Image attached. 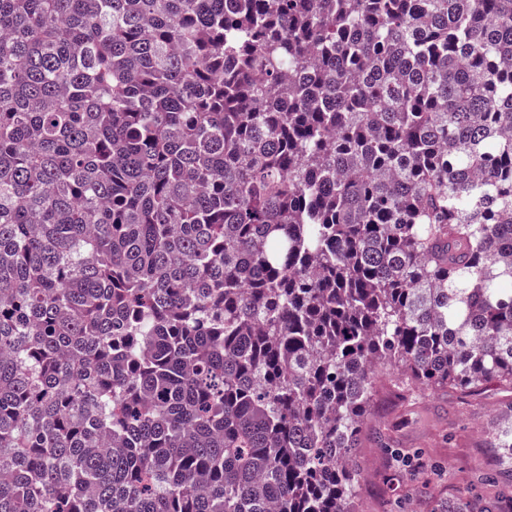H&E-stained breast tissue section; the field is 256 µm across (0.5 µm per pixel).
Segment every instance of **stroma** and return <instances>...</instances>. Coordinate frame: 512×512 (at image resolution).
Here are the masks:
<instances>
[{
	"mask_svg": "<svg viewBox=\"0 0 512 512\" xmlns=\"http://www.w3.org/2000/svg\"><path fill=\"white\" fill-rule=\"evenodd\" d=\"M512 393L491 384L461 399L453 390L417 385L394 397L385 374L374 380L372 409L355 454L361 512H431L438 499L467 501L475 512H495L512 488L490 483L488 434L501 420ZM394 448L411 451L405 472L394 474L387 458Z\"/></svg>",
	"mask_w": 512,
	"mask_h": 512,
	"instance_id": "35a3bbf8",
	"label": "stroma"
}]
</instances>
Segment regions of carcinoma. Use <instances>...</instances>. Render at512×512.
Listing matches in <instances>:
<instances>
[{
	"mask_svg": "<svg viewBox=\"0 0 512 512\" xmlns=\"http://www.w3.org/2000/svg\"><path fill=\"white\" fill-rule=\"evenodd\" d=\"M377 371L512 389V0H0V512H356Z\"/></svg>",
	"mask_w": 512,
	"mask_h": 512,
	"instance_id": "cac0c4a2",
	"label": "carcinoma"
}]
</instances>
